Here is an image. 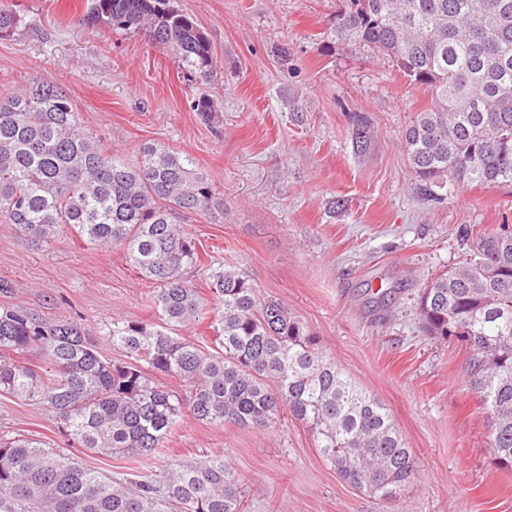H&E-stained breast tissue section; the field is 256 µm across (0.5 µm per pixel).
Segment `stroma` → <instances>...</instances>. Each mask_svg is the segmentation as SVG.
I'll return each instance as SVG.
<instances>
[{
	"label": "stroma",
	"mask_w": 512,
	"mask_h": 512,
	"mask_svg": "<svg viewBox=\"0 0 512 512\" xmlns=\"http://www.w3.org/2000/svg\"><path fill=\"white\" fill-rule=\"evenodd\" d=\"M8 3L23 23L0 39V93L47 80L71 95L106 149L134 161L154 143L193 157L224 205L191 216L198 244L242 268L260 297L280 301L390 408L419 469L399 512H512V470L493 463L465 348L424 335L418 317L423 288L473 256L481 234L512 225V187L420 192L404 134L431 94L390 59L327 38L340 0H177L215 53L203 84L144 34L84 23L91 0ZM203 95L217 121L194 111ZM397 280L401 292L374 308L379 289ZM153 296L119 249L67 235L46 244L0 224V305L81 322L107 361L126 360L112 344L113 321L157 322ZM1 433L78 453L115 480L221 454L244 479L246 512H387L343 480L309 428L288 416L258 432L185 415L160 453L131 459L79 452L44 404L0 394Z\"/></svg>",
	"instance_id": "stroma-1"
}]
</instances>
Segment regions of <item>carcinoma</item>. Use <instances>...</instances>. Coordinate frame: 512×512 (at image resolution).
<instances>
[{
	"label": "carcinoma",
	"mask_w": 512,
	"mask_h": 512,
	"mask_svg": "<svg viewBox=\"0 0 512 512\" xmlns=\"http://www.w3.org/2000/svg\"><path fill=\"white\" fill-rule=\"evenodd\" d=\"M85 21L142 31L171 50L195 82L213 70L212 45L173 0H91ZM21 23L0 4V37ZM328 37L388 57L431 93L404 136L424 192L454 184L512 185V0H344ZM215 188L193 157L145 144L135 163L82 126L70 95L48 81L0 96V224L43 242L70 232L123 250L157 286L159 322L115 320L112 344L131 362L103 359L81 326L0 306V394L42 401L87 451L148 458L188 414L265 431L286 411L312 432L322 456L353 486L395 503L416 478L390 409L341 371L249 275L207 264L184 220L207 214ZM477 258L441 274L419 297L424 331L467 353L466 378L490 422L489 447L512 470V226L480 237ZM205 270L216 350L178 334L204 309L189 277ZM34 349L49 369L14 354ZM184 382L182 395L151 374ZM242 512V479L224 455L170 462L154 477L114 482L29 438L0 437V512Z\"/></svg>",
	"instance_id": "cac0c4a2"
}]
</instances>
